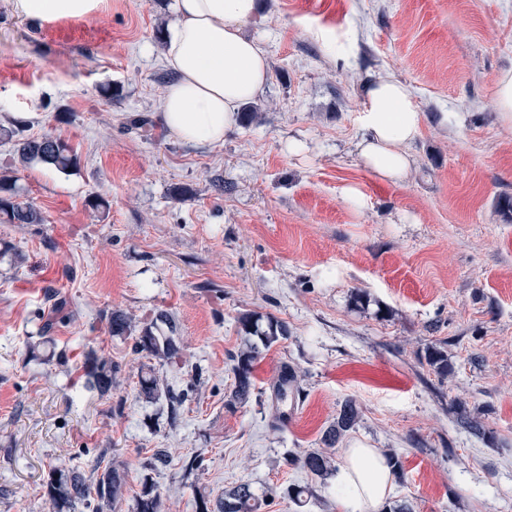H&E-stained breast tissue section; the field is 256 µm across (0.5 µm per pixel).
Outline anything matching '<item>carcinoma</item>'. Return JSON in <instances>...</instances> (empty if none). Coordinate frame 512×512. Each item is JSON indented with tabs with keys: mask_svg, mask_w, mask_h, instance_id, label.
<instances>
[{
	"mask_svg": "<svg viewBox=\"0 0 512 512\" xmlns=\"http://www.w3.org/2000/svg\"><path fill=\"white\" fill-rule=\"evenodd\" d=\"M0 135L14 140V152L23 161H39L59 173H67L76 164V158L69 146L62 140L45 134L41 137L25 138L19 129L0 127ZM0 213L6 215L12 224H40L43 222L41 212L30 204L14 202L0 196ZM242 332L247 341L246 348L236 356L233 367L234 385L232 398L240 403L246 402L255 389L254 363L259 354V347L268 348L275 342L288 336V329L282 322L269 317L266 326L259 320L244 316L240 320ZM110 331L114 336H129L133 331L132 318L121 309L112 310ZM177 324L173 316L160 311L150 324L135 337L133 352L144 357H154L177 362L181 358V348L177 341ZM428 363L440 375L448 374V356L444 351L433 347L428 351ZM87 383L90 388L103 394L112 390V362L105 358H94L86 366ZM297 386V375L283 371L274 389L277 402L288 400L289 393ZM138 395L148 401L165 397L168 401L171 418L177 419L185 395L165 385L153 373L139 379ZM358 411L355 405L347 401L339 410L334 422L324 433L323 442L332 447L336 440L355 426ZM169 463V454L165 448H154L146 458L143 467L156 471ZM298 464L313 476H323L331 469L332 458L322 450H311L290 460ZM97 473L95 481L88 480L82 473L61 462L51 467L45 485V496L52 512H76L78 505L93 496L109 507H116L126 499L133 502L132 512H164L163 496L153 483H144L141 490L133 491L125 479L123 463L114 460L104 462L100 457L94 465ZM285 495L294 505L303 507L314 496L313 488L295 486L286 489ZM277 490L267 487L258 493L252 483L242 480L234 487L224 491V497L214 502L202 495L195 497L197 512H263L276 498Z\"/></svg>",
	"mask_w": 512,
	"mask_h": 512,
	"instance_id": "1",
	"label": "carcinoma"
}]
</instances>
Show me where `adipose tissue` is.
<instances>
[{"label": "adipose tissue", "instance_id": "1", "mask_svg": "<svg viewBox=\"0 0 512 512\" xmlns=\"http://www.w3.org/2000/svg\"><path fill=\"white\" fill-rule=\"evenodd\" d=\"M100 3L17 0L26 16L47 21L85 17ZM174 11L166 61L176 77L162 97V120L181 141L223 142L239 106L261 94L267 82L265 49L240 29L254 15L256 0H174ZM366 100L359 159L380 178L399 182L412 163L408 148L419 134L421 114L410 89L396 80L373 84ZM336 482L346 490L351 512H375L391 489L392 474L376 449L360 446L348 449Z\"/></svg>", "mask_w": 512, "mask_h": 512}]
</instances>
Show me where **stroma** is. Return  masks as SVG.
I'll return each instance as SVG.
<instances>
[{
	"label": "stroma",
	"instance_id": "obj_1",
	"mask_svg": "<svg viewBox=\"0 0 512 512\" xmlns=\"http://www.w3.org/2000/svg\"><path fill=\"white\" fill-rule=\"evenodd\" d=\"M172 5L102 0L40 21L0 0V126L58 137L77 157L61 174L0 140L14 199L45 218L0 214V512H51V466L88 476L102 453L133 490L158 486L166 512H195V494L242 480L278 489L265 512H295L293 484L315 490L304 512H348L335 475L285 461L321 448L348 400L359 418L335 465L357 441L398 455L387 504L512 512V124L495 100L512 71V0H258L242 28L267 53L268 82L216 145L185 144L161 120ZM384 78L411 87L422 117L398 183L356 149L365 88ZM141 115L149 127H134ZM348 186L362 208L344 201ZM115 309L138 328L172 314L181 363L133 354L109 330ZM245 315L275 317L288 336L261 351L240 404L231 356ZM434 345L448 376L425 361ZM91 351L119 367L108 394L85 385ZM145 364L189 388L177 423L138 398ZM287 368L300 395L275 430ZM155 448L169 463L149 474Z\"/></svg>",
	"mask_w": 512,
	"mask_h": 512
}]
</instances>
